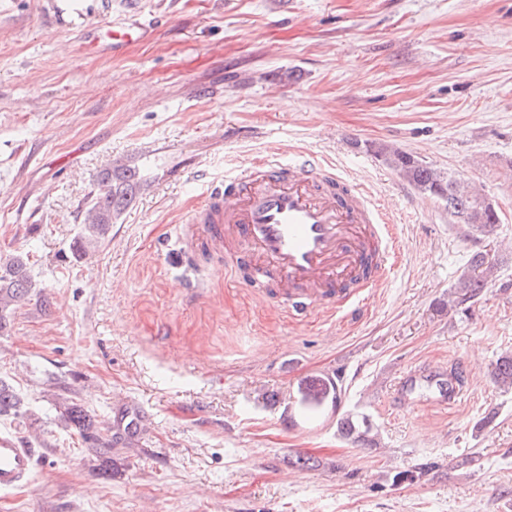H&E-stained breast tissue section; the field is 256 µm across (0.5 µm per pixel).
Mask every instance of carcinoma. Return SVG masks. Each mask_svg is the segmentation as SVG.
Masks as SVG:
<instances>
[{"label":"carcinoma","mask_w":512,"mask_h":512,"mask_svg":"<svg viewBox=\"0 0 512 512\" xmlns=\"http://www.w3.org/2000/svg\"><path fill=\"white\" fill-rule=\"evenodd\" d=\"M374 154L418 191L448 202L450 212L461 224L484 234H490L500 223L496 207L479 194L471 182L455 173H444L423 163L399 148L378 146ZM98 188L90 197L85 210L80 235L74 254L77 258L89 255L104 240L112 223L132 201L138 187L135 172L124 166L106 165L97 178ZM495 260L486 252H477L469 260L468 270L448 292V302L439 303L438 310L465 314L472 300L493 281ZM32 288L27 261L21 256L0 260V333L10 324L14 310L25 300ZM493 378L500 386L512 388V354L506 353L495 364ZM61 416L70 429L90 448H125L137 437L138 430L126 426L117 431L104 426L80 405L67 398L57 402ZM23 418L27 411L14 387L0 377V416ZM342 434L360 442L371 431L369 419L346 417L340 421ZM435 461L424 462L413 469L400 470L392 476V484L414 483L440 470Z\"/></svg>","instance_id":"obj_1"}]
</instances>
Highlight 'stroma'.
Here are the masks:
<instances>
[{
  "label": "stroma",
  "mask_w": 512,
  "mask_h": 512,
  "mask_svg": "<svg viewBox=\"0 0 512 512\" xmlns=\"http://www.w3.org/2000/svg\"><path fill=\"white\" fill-rule=\"evenodd\" d=\"M125 2L0 0V257H27L34 282L0 335L28 415L0 431L36 460L0 512H512V389L492 375L512 352V0H136L152 39L86 49L85 27ZM378 145L464 174L497 208L495 235ZM272 154L329 165L398 224L394 269L356 317L295 321L186 223L210 186ZM113 161L140 189L74 259ZM477 251L498 259L496 285L467 315L437 312ZM461 358L459 404L394 403L404 372ZM62 383L98 421L141 414L138 444L87 448L56 408ZM340 411L368 416L371 444L340 434ZM429 459L436 475L393 485Z\"/></svg>",
  "instance_id": "obj_1"
}]
</instances>
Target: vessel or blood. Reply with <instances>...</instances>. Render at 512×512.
Returning <instances> with one entry per match:
<instances>
[{
  "label": "vessel or blood",
  "instance_id": "vessel-or-blood-1",
  "mask_svg": "<svg viewBox=\"0 0 512 512\" xmlns=\"http://www.w3.org/2000/svg\"><path fill=\"white\" fill-rule=\"evenodd\" d=\"M151 30L129 17L97 25L87 33L91 45L120 51L149 38ZM188 223L204 225L224 249V264L248 288L273 287L274 301L298 315L316 308L336 312L356 305L364 289L386 281L397 227L381 221L367 195L348 179L300 159L282 165L266 158L241 176L225 178ZM420 371L395 383V399L405 412L415 410L411 390ZM443 388L433 406L454 404L465 392L470 365L436 373ZM35 454L25 437L0 434V492L28 487Z\"/></svg>",
  "mask_w": 512,
  "mask_h": 512
}]
</instances>
